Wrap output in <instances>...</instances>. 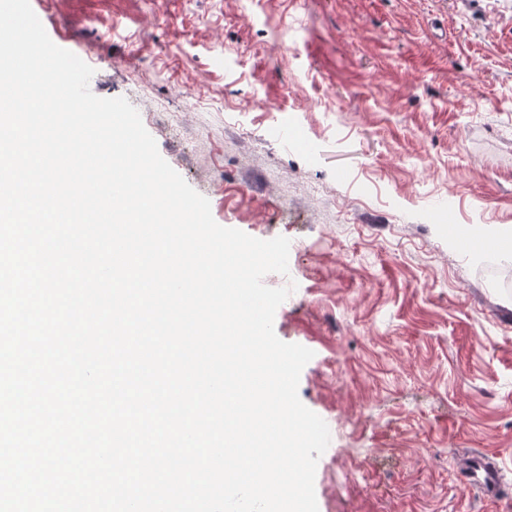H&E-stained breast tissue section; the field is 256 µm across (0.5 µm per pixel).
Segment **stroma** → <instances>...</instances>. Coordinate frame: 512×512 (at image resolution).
<instances>
[{
    "label": "stroma",
    "mask_w": 512,
    "mask_h": 512,
    "mask_svg": "<svg viewBox=\"0 0 512 512\" xmlns=\"http://www.w3.org/2000/svg\"><path fill=\"white\" fill-rule=\"evenodd\" d=\"M30 2L218 224L290 239L318 512H512L460 469L512 483V0ZM463 470L467 483L489 499L497 498L505 488L494 460L483 452H470L464 459Z\"/></svg>",
    "instance_id": "obj_1"
}]
</instances>
